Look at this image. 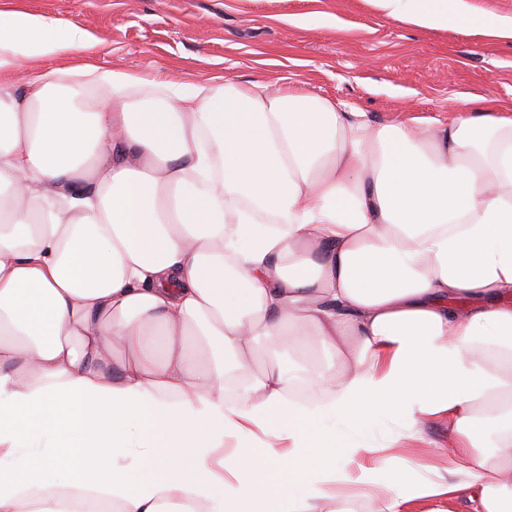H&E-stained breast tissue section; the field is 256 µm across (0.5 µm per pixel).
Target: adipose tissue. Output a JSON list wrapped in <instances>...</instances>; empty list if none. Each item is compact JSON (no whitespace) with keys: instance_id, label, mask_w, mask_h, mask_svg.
I'll return each instance as SVG.
<instances>
[{"instance_id":"obj_1","label":"adipose tissue","mask_w":512,"mask_h":512,"mask_svg":"<svg viewBox=\"0 0 512 512\" xmlns=\"http://www.w3.org/2000/svg\"><path fill=\"white\" fill-rule=\"evenodd\" d=\"M372 2L512 41L469 0ZM94 45L0 11V512H338L348 485L512 512V118L174 78L148 107L150 78L96 66L106 102L34 69L16 96L20 59ZM309 336V365L251 369ZM378 418L388 443L350 434ZM429 419L442 473L350 476Z\"/></svg>"}]
</instances>
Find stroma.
<instances>
[{
  "mask_svg": "<svg viewBox=\"0 0 512 512\" xmlns=\"http://www.w3.org/2000/svg\"><path fill=\"white\" fill-rule=\"evenodd\" d=\"M70 23L98 41L95 64L162 81L289 86L343 101L390 124L446 119L465 103L512 117V42L465 28L426 30L389 19L369 0H0ZM448 424L427 421L410 443L412 468L438 465Z\"/></svg>",
  "mask_w": 512,
  "mask_h": 512,
  "instance_id": "stroma-1",
  "label": "stroma"
}]
</instances>
